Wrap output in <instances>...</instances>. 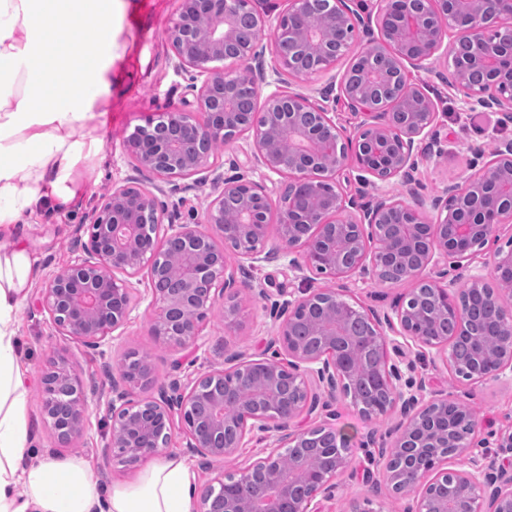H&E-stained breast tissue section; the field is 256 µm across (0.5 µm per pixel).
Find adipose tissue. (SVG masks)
<instances>
[{"instance_id": "1", "label": "adipose tissue", "mask_w": 512, "mask_h": 512, "mask_svg": "<svg viewBox=\"0 0 512 512\" xmlns=\"http://www.w3.org/2000/svg\"><path fill=\"white\" fill-rule=\"evenodd\" d=\"M118 0H0V512H196L186 460L151 458L105 488L78 458L33 452L16 317L34 260L14 233L38 199L72 202L76 165L101 146L112 96V17ZM87 29L95 52L75 51ZM34 453V452H33Z\"/></svg>"}]
</instances>
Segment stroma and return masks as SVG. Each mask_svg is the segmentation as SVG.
Listing matches in <instances>:
<instances>
[{"instance_id":"obj_1","label":"stroma","mask_w":512,"mask_h":512,"mask_svg":"<svg viewBox=\"0 0 512 512\" xmlns=\"http://www.w3.org/2000/svg\"><path fill=\"white\" fill-rule=\"evenodd\" d=\"M181 0H124L113 20L112 102L107 122L101 132L102 148L93 157L81 161L73 176L83 192L73 202L62 206L50 197L34 206L33 214L21 231L35 265L34 288L62 267L82 256L87 239L83 224L89 223L93 209L113 188L138 182L151 184L148 174L139 171L126 142L149 116L178 106L184 76L172 67L173 52L166 33L176 21ZM453 68L437 62L434 71L410 69L412 83L436 92L437 122L443 140L442 151L424 155L411 185L392 180L363 181V173L349 166L341 182L352 195L371 197L384 189L400 196L416 192L428 195L448 182L465 181L481 163L466 151L469 143L493 148L496 140L512 138V124H501L496 112L476 113L463 110L446 83ZM238 280L245 282L236 298L239 314L234 324L224 320L222 308H215L207 319L196 346L179 350L155 336V309L148 295L144 277H134L133 310L114 338L97 351L84 348L76 340L61 335L48 314L37 312L32 302H25L18 314L19 354L26 370L28 385V420L32 445L40 451L65 458L78 457L90 465L102 485L133 479L139 464H127L105 458L103 450L110 437L107 402L110 398L109 371L131 352L148 357L158 380H168L174 363H181V373L190 378L222 368L227 355L246 353L262 358L275 336L277 322L271 315L275 304L284 302L289 293L334 287L332 273H317L291 266L288 256L274 255L252 265L236 267ZM347 301L378 312L391 311L393 304L409 293L413 281L388 284L374 279L352 277L346 280ZM402 352L392 355V362L408 356L415 362L413 376L425 380L432 390L454 394L460 402L478 413L480 437L512 430V378L473 384L451 373L441 358L428 354L412 341H401ZM68 358L84 382L86 413L82 435L70 444H60L42 413L40 378L53 355ZM335 419L330 425L349 438L348 466L337 479L336 496L322 502L321 512H346L351 499H358L365 512H404L407 496L392 492L385 470L378 459L379 447H392L390 431L395 415L372 420L360 416L350 399L334 403ZM372 472L373 482H365V472Z\"/></svg>"}]
</instances>
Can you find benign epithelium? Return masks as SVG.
<instances>
[{"mask_svg":"<svg viewBox=\"0 0 512 512\" xmlns=\"http://www.w3.org/2000/svg\"><path fill=\"white\" fill-rule=\"evenodd\" d=\"M251 0H182L178 20L167 38L177 73L189 75L180 106L139 126L128 139L138 168L161 181L150 190L123 185L113 189L94 211L88 225L84 256L54 273L41 289L34 307L48 314L57 330L96 350L121 327L132 311V282L145 273L158 313L153 330L171 347L186 349L198 340L204 322L224 296H235L244 283L227 267V254L239 263L262 260L272 199L270 175L290 178L278 199L281 237L278 246L300 253L307 266L336 278L352 274L381 277L389 264H404L403 278L428 282L435 307L464 323V307L456 283L465 279L475 298L498 303L505 321L496 343L463 368L466 380L483 383L512 372V249L497 250L490 286L483 269L469 263L481 255L503 226L512 227V139H501L491 159L462 183L448 184L440 193L403 198L378 192L361 204L335 188L324 205L304 206L321 184L336 179L349 163L381 182H412L418 158L441 143L437 112L429 92L409 79L407 66L433 67L448 48L461 41L481 46L469 66L454 71L453 87L460 101L502 114L512 123V0H380L373 15H361L355 0H283L273 32L270 68L258 62L259 36L268 14ZM254 23L255 38L236 46L241 17ZM367 47L392 49V72L398 78L396 98L380 103L372 89L390 74L372 68L367 51L355 53L356 79L346 71L338 86L319 91L360 116L358 134L350 137L337 127L336 116L311 94L282 88L281 75L308 76L282 51L336 58L356 35ZM233 54L247 66L226 73L214 66ZM485 72L482 82L469 69ZM275 85L262 111L246 125L237 123L234 92L245 86L258 95L261 86ZM205 116L203 122L194 113ZM251 134L248 161L263 169L259 180L218 176L222 184L207 216L214 235L197 224L170 220L168 197L181 190L180 181L206 182L214 171L209 147ZM239 199L235 214L224 211L227 196ZM220 238L224 246L216 245ZM375 243L374 249L368 244ZM344 284L297 296L289 294L277 309V336L269 342L288 362L248 359L233 353L226 367L186 382L177 376L158 387L157 395L141 398L137 390L154 383L150 361L134 353L122 359L111 376L108 403L111 438L107 457L136 463L160 454L170 445L174 418L184 424L187 452L208 462L222 461L251 441H270L274 448L240 473L221 472L200 495V512H320L319 503L336 496V475L347 467L345 444L337 440L320 449L313 467L297 461L282 469L280 449L296 451L305 439L333 435L321 422L301 427V418L331 417L328 400L347 396L350 361L361 346L378 349L381 364L374 372L391 391L382 407L362 409L367 419L388 412L398 415L392 430L397 452H381L392 490L417 491L404 512H512V431L494 441L493 457L471 454L489 441L461 444L456 424L469 407L446 395L427 392L425 381L402 382L403 372L390 363L389 345L396 338L436 350L442 342L434 326L420 318L415 293L402 297L393 314L357 307L342 297ZM311 323V334L326 344L323 352L309 350L294 333L297 323ZM43 411L59 441L70 442L84 427L82 379L62 357L53 358L41 377ZM445 448L468 457L465 469H437L448 458Z\"/></svg>","mask_w":512,"mask_h":512,"instance_id":"obj_1","label":"benign epithelium"}]
</instances>
